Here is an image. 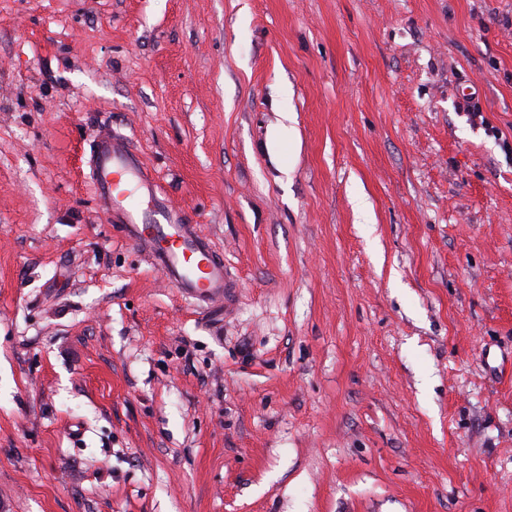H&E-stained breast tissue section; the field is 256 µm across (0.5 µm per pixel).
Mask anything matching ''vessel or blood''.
I'll return each instance as SVG.
<instances>
[{
  "label": "vessel or blood",
  "mask_w": 512,
  "mask_h": 512,
  "mask_svg": "<svg viewBox=\"0 0 512 512\" xmlns=\"http://www.w3.org/2000/svg\"><path fill=\"white\" fill-rule=\"evenodd\" d=\"M88 168L99 206L128 243L199 306L226 301L232 283L223 255L185 212L160 193L127 136L100 127Z\"/></svg>",
  "instance_id": "vessel-or-blood-1"
}]
</instances>
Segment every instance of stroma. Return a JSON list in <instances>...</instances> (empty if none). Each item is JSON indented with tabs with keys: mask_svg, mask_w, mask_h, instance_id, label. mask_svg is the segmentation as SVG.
I'll return each instance as SVG.
<instances>
[{
	"mask_svg": "<svg viewBox=\"0 0 512 512\" xmlns=\"http://www.w3.org/2000/svg\"><path fill=\"white\" fill-rule=\"evenodd\" d=\"M105 123L222 313L96 205ZM504 139L512 0H0V512H512Z\"/></svg>",
	"mask_w": 512,
	"mask_h": 512,
	"instance_id": "1",
	"label": "stroma"
}]
</instances>
